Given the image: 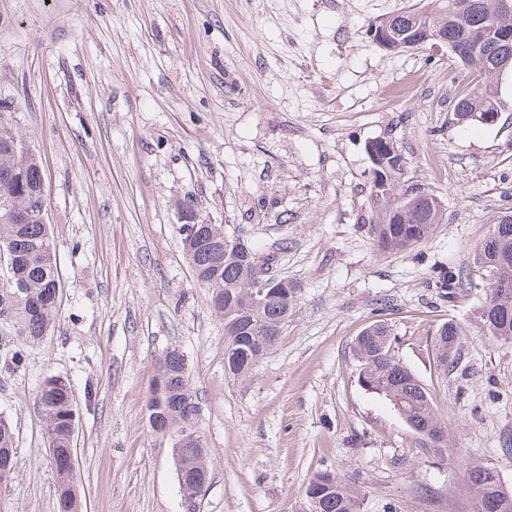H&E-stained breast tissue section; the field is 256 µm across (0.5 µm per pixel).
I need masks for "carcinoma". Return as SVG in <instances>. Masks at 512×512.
I'll return each instance as SVG.
<instances>
[{"label":"carcinoma","mask_w":512,"mask_h":512,"mask_svg":"<svg viewBox=\"0 0 512 512\" xmlns=\"http://www.w3.org/2000/svg\"><path fill=\"white\" fill-rule=\"evenodd\" d=\"M451 0H432L434 7L423 15L420 25L440 28L451 40L462 36L476 55L467 62L473 78L456 96L453 110H468L480 119L505 108L498 92L499 73L494 65L493 42L480 20L498 16L497 0H462L465 9L456 15ZM375 157L370 192L362 207L371 224L377 246L383 251H404L426 241L441 220L440 206L424 207L407 197L397 168V154L387 140L372 144ZM33 151L19 136L9 112H0V169L14 171L0 195L8 192L30 210L28 222L10 224L0 212V247L20 256L12 274L0 280V324L13 330L22 344L0 353V374L19 368L25 361L24 344L50 335L61 303V280L57 246L49 225L36 213L37 190L43 175L34 163ZM196 282L209 290L213 310L224 316V372L247 378L275 347L288 327L297 306V288L288 278L270 273L273 257L257 256L253 249H227L222 254L199 250L186 254ZM472 264L488 277L489 299L477 309L476 321L490 341H512V219H499L475 246ZM263 280L271 297L251 301L253 286ZM435 287L452 303L462 290V275L448 272L438 276ZM462 336L453 322L443 323L433 339L436 371L446 373L456 362ZM392 334L378 321L356 337L355 352L360 362L359 382L365 390L388 399L407 425L420 436L425 447L442 457L448 455V432L438 417L431 394L418 378L392 353ZM162 387L151 386L146 401L148 418L155 419L170 437L178 479L195 481L208 472L207 451L197 425L202 405L189 382L185 357L179 349H167L157 362ZM36 404L46 423V447L56 474L57 497L76 490L74 469L66 453L73 447L79 408L69 382L46 377L36 394ZM16 436L12 424L0 416V469L15 470ZM466 482L477 487L475 512H512V492L501 484L492 468L460 461ZM313 498V512H360L357 490L328 471L317 472L306 489Z\"/></svg>","instance_id":"obj_1"}]
</instances>
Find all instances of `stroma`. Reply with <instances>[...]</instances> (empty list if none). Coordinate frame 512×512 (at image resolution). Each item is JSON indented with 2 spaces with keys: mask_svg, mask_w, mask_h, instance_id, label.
Here are the masks:
<instances>
[{
  "mask_svg": "<svg viewBox=\"0 0 512 512\" xmlns=\"http://www.w3.org/2000/svg\"><path fill=\"white\" fill-rule=\"evenodd\" d=\"M420 0H0V105L42 161L63 299L50 336L0 375L18 465L0 512H58L35 393L70 382L80 409L83 512H184L172 449L146 396L183 352L202 404L210 480L197 512H309L315 472L360 492L361 512H473L458 458L512 491V342L481 335L485 280L448 303L443 270L512 211V72L494 121H457L464 76L447 45L397 52L371 25ZM393 141L442 220L424 243L376 246L361 204L368 143ZM275 257L294 316L249 379L224 372V320L194 279L177 203ZM391 326L430 391L453 455L425 448L358 381L356 336ZM463 328L461 359L433 337ZM461 328L453 322L443 323L433 339L435 366L439 373H448L457 359L458 347L462 336Z\"/></svg>",
  "mask_w": 512,
  "mask_h": 512,
  "instance_id": "35a3bbf8",
  "label": "stroma"
}]
</instances>
